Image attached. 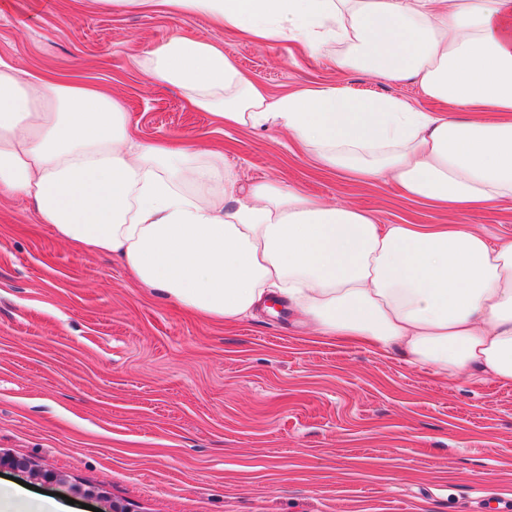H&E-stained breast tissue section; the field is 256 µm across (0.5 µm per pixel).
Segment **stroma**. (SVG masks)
<instances>
[{
    "instance_id": "1",
    "label": "stroma",
    "mask_w": 512,
    "mask_h": 512,
    "mask_svg": "<svg viewBox=\"0 0 512 512\" xmlns=\"http://www.w3.org/2000/svg\"><path fill=\"white\" fill-rule=\"evenodd\" d=\"M174 34L211 43L279 97L341 85L437 109L410 83L337 72L295 43L258 44L204 16L100 0H0V60L119 98L142 140L223 151L240 186L273 179L348 198L381 224L447 212L321 168L275 127L235 128L147 86L136 61ZM0 455L58 512H497L512 501V384L450 378L339 344L286 305L204 321L0 198Z\"/></svg>"
}]
</instances>
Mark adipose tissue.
Returning <instances> with one entry per match:
<instances>
[{
  "label": "adipose tissue",
  "mask_w": 512,
  "mask_h": 512,
  "mask_svg": "<svg viewBox=\"0 0 512 512\" xmlns=\"http://www.w3.org/2000/svg\"><path fill=\"white\" fill-rule=\"evenodd\" d=\"M201 15L257 42L332 53L338 72L416 83L442 112L339 86L270 98L215 45L174 35L145 52L147 85L227 127H276L329 169L447 210L380 224L348 199L271 180L240 191L201 143L135 138L122 102L0 61V198L27 200L73 246L205 319L264 295L315 333L424 371L512 383V238L460 214L512 200V0H104Z\"/></svg>",
  "instance_id": "ef3b65f1"
}]
</instances>
